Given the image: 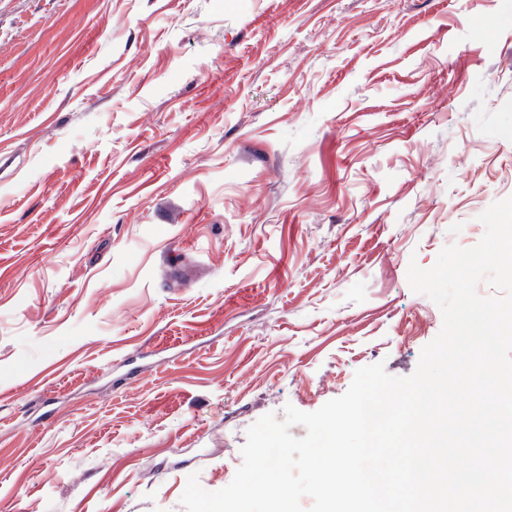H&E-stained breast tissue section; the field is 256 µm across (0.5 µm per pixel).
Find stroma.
<instances>
[{"label": "stroma", "mask_w": 512, "mask_h": 512, "mask_svg": "<svg viewBox=\"0 0 512 512\" xmlns=\"http://www.w3.org/2000/svg\"><path fill=\"white\" fill-rule=\"evenodd\" d=\"M512 196V0H0V512H184L442 327Z\"/></svg>", "instance_id": "stroma-1"}]
</instances>
